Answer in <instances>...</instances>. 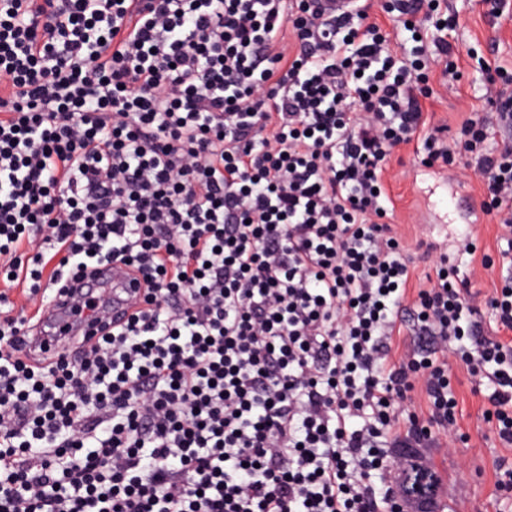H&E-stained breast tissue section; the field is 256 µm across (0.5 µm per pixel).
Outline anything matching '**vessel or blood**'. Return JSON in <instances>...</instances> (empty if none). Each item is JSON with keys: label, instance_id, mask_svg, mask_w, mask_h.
<instances>
[{"label": "vessel or blood", "instance_id": "obj_1", "mask_svg": "<svg viewBox=\"0 0 512 512\" xmlns=\"http://www.w3.org/2000/svg\"><path fill=\"white\" fill-rule=\"evenodd\" d=\"M91 285L108 289L112 293L111 302L100 310L99 317L101 320L119 324L128 319L132 312L131 302L137 295L138 289L136 283L129 276L127 267L117 263L102 268L94 283L70 281L71 291L67 296L52 298L49 306L43 312L42 318L46 321H54L55 330L49 334L40 333L35 335L34 340L37 348L42 349L43 352L51 353L61 346L64 337L77 333L92 334L96 332L97 326L95 323L84 321L74 325L67 319L72 307Z\"/></svg>", "mask_w": 512, "mask_h": 512}]
</instances>
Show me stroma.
Here are the masks:
<instances>
[{
  "mask_svg": "<svg viewBox=\"0 0 512 512\" xmlns=\"http://www.w3.org/2000/svg\"><path fill=\"white\" fill-rule=\"evenodd\" d=\"M441 6L456 18L453 35L462 52V77L449 81L442 77L439 64L431 65L433 95L426 102V116L429 125L446 126V136L452 139L470 107L479 108L488 121L496 119L495 108L481 97L484 66L512 68V0L498 18L487 14L481 0H442ZM423 157L422 141L401 147L390 161L386 179L398 231L414 261L413 285L434 276L440 255L446 254L455 257L460 274L475 275L477 288L491 292L512 278V255L500 253L493 216L480 212L468 218L451 202L455 193L480 202V177L455 167H425ZM464 231L475 241L478 255L487 257L486 265L473 266L470 256L458 255L457 239ZM448 373L457 400L453 445L423 451L448 489L440 497L441 512H512V500L503 499L497 489V464L501 458H512V447L499 443L494 423L485 417L489 403L466 367L452 359Z\"/></svg>",
  "mask_w": 512,
  "mask_h": 512,
  "instance_id": "stroma-1",
  "label": "stroma"
}]
</instances>
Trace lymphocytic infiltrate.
<instances>
[{"label":"lymphocytic infiltrate","mask_w":512,"mask_h":512,"mask_svg":"<svg viewBox=\"0 0 512 512\" xmlns=\"http://www.w3.org/2000/svg\"><path fill=\"white\" fill-rule=\"evenodd\" d=\"M395 2L405 57L310 0H0V268L40 308L112 261L145 287L47 357L0 292V512H404L400 449L457 426L450 353L512 447V285L443 259L410 292L390 223L395 148L455 163L424 112L460 55L437 0ZM461 132L512 245V149Z\"/></svg>","instance_id":"obj_1"}]
</instances>
